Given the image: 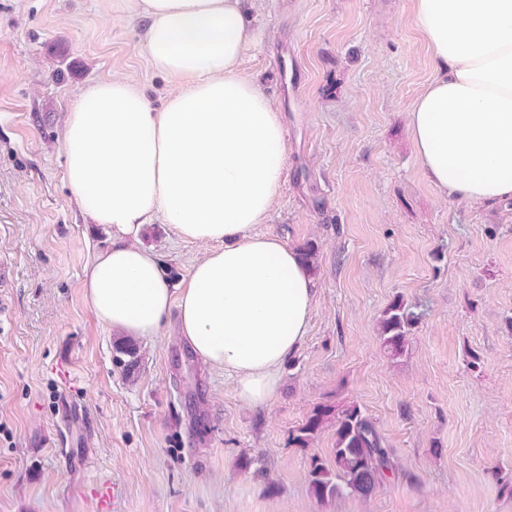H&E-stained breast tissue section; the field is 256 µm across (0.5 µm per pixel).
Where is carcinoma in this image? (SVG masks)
<instances>
[{"label": "carcinoma", "mask_w": 512, "mask_h": 512, "mask_svg": "<svg viewBox=\"0 0 512 512\" xmlns=\"http://www.w3.org/2000/svg\"><path fill=\"white\" fill-rule=\"evenodd\" d=\"M404 302L397 300L384 312L381 324L382 346L392 357L402 355L408 346L410 327L416 322ZM335 427L334 461L336 470L327 469L323 460H310L309 488L313 496L325 502L344 494L365 500L376 494L393 471L394 463L374 422L355 405L336 408L318 405L305 423L290 435V441L301 448L322 432L326 425Z\"/></svg>", "instance_id": "1"}]
</instances>
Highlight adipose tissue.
<instances>
[{"instance_id": "ef3b65f1", "label": "adipose tissue", "mask_w": 512, "mask_h": 512, "mask_svg": "<svg viewBox=\"0 0 512 512\" xmlns=\"http://www.w3.org/2000/svg\"><path fill=\"white\" fill-rule=\"evenodd\" d=\"M144 23L153 70L175 89L160 107L125 78L79 92L65 115V179L79 210L111 229L84 272L96 318L135 337L180 336L249 408L276 397L308 334L316 281L298 250L257 232L282 188L281 113L241 69L253 42L247 0H119ZM433 77L411 108L424 175L469 205L512 199V0H411ZM167 225L206 246L173 292L138 242Z\"/></svg>"}]
</instances>
